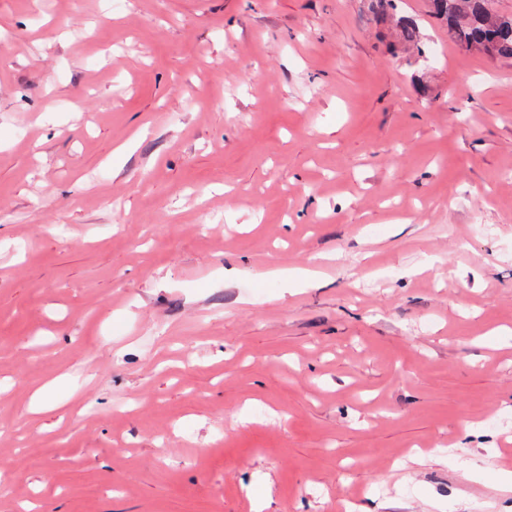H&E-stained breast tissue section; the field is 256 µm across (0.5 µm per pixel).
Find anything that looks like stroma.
Wrapping results in <instances>:
<instances>
[{"instance_id":"obj_1","label":"stroma","mask_w":512,"mask_h":512,"mask_svg":"<svg viewBox=\"0 0 512 512\" xmlns=\"http://www.w3.org/2000/svg\"><path fill=\"white\" fill-rule=\"evenodd\" d=\"M403 3L0 0V512H512V60ZM372 10L378 20L385 21L391 18L395 22L396 35L398 42L404 46L416 49L418 58L425 55L424 49L420 45L419 19L413 16H398L397 0H370Z\"/></svg>"}]
</instances>
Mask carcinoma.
I'll return each instance as SVG.
<instances>
[{
  "label": "carcinoma",
  "mask_w": 512,
  "mask_h": 512,
  "mask_svg": "<svg viewBox=\"0 0 512 512\" xmlns=\"http://www.w3.org/2000/svg\"><path fill=\"white\" fill-rule=\"evenodd\" d=\"M376 18L394 20L398 42L425 55L420 45L419 22L398 14V0H371ZM428 12L444 24L451 38L463 49L512 59V15L496 13L490 0H427Z\"/></svg>",
  "instance_id": "obj_1"
}]
</instances>
